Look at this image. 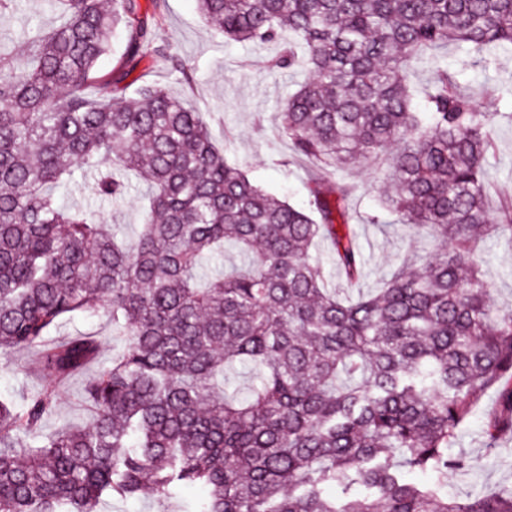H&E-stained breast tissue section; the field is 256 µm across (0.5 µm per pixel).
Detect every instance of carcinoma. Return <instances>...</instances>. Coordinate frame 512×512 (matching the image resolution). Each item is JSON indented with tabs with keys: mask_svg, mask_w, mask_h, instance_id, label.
<instances>
[{
	"mask_svg": "<svg viewBox=\"0 0 512 512\" xmlns=\"http://www.w3.org/2000/svg\"><path fill=\"white\" fill-rule=\"evenodd\" d=\"M196 2L225 37L279 45L269 72L306 73L281 133L327 176L296 207L229 164L166 86L116 93L98 72L116 32L128 60L168 59L162 15L138 0H50L63 23L31 28L21 53L0 40V370L37 348L41 375L21 403L0 400V512H98L147 479L163 501L196 487L194 512H512V490L443 493L463 466L448 446L486 390L488 445L512 434V315L477 246L482 226L512 233V198L490 215L486 113L446 69L417 112L409 79L427 50L463 42L478 65L512 45V0ZM380 153L384 207L433 249L352 297L366 259L340 174ZM78 173L108 201L130 173L145 184L135 238L68 202ZM228 246L239 264L205 273ZM100 314L111 337L47 341ZM114 338L87 424L43 435L61 383ZM239 365L246 393L230 387Z\"/></svg>",
	"mask_w": 512,
	"mask_h": 512,
	"instance_id": "1",
	"label": "carcinoma"
}]
</instances>
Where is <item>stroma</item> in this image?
I'll list each match as a JSON object with an SVG mask.
<instances>
[{"label":"stroma","mask_w":512,"mask_h":512,"mask_svg":"<svg viewBox=\"0 0 512 512\" xmlns=\"http://www.w3.org/2000/svg\"><path fill=\"white\" fill-rule=\"evenodd\" d=\"M161 13L164 21L159 35L168 43L171 59L143 61L135 77L166 85L202 112L225 159L251 181L294 206H305L310 174L304 164L292 160L288 142L280 134L279 118L282 103L303 82V72L269 73L264 60L274 53V46L259 48L224 39L206 23L196 0H162ZM35 22L48 27L56 24L57 17L48 12L46 0H20L14 15L0 19V38L21 44L25 28ZM437 65L446 68L475 98L477 110L488 113L494 126L487 182L488 203L496 205L498 196L512 195V46L497 48L494 60L484 66L472 65L464 46H452L418 60L412 77L415 107H422L420 92ZM381 167V161L364 158L342 174L357 186L349 212L367 261L361 286L368 291L383 286L403 252L425 245L423 239L411 237L398 225L396 215L382 208ZM144 193V187L135 184L123 201L103 202L95 198L92 180L86 177L72 185L69 200L94 208L112 223L125 225L132 234L141 222ZM480 247L494 305L501 312L512 313V239L491 233L481 240ZM37 360L33 350L15 353L13 369L0 373V395L19 402L38 387ZM88 378V372L83 371L64 382L55 412L43 424L44 434L88 419L84 400ZM497 402V392L486 391L449 448V455L465 461L462 468L448 473L449 496L466 498L488 490L512 489V438L494 448L485 445L486 414Z\"/></svg>","instance_id":"stroma-1"}]
</instances>
